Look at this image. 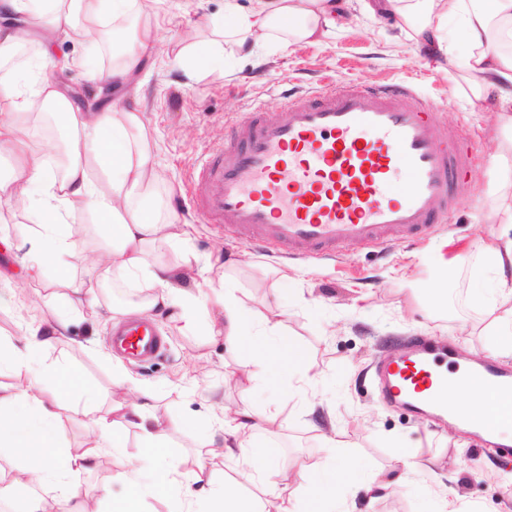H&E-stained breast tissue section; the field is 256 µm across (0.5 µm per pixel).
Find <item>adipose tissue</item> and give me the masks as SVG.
<instances>
[{"instance_id":"adipose-tissue-1","label":"adipose tissue","mask_w":512,"mask_h":512,"mask_svg":"<svg viewBox=\"0 0 512 512\" xmlns=\"http://www.w3.org/2000/svg\"><path fill=\"white\" fill-rule=\"evenodd\" d=\"M147 0H0V103L8 109L0 120V150L12 159L11 173L0 177V210L27 198L37 202L29 223L8 250L20 253L21 276L0 270V309L15 298L12 286L45 279L50 264L78 260L85 277L58 278L41 298L52 307L58 290L70 293L75 310H95L106 287L124 283L146 286L143 302L111 305L112 320L178 307L172 330L181 336H208L244 355L249 368L241 383L255 384L287 372L296 393L310 385L313 364L288 338L280 322L248 306L230 282H213L208 269H194L187 245L190 233L173 204L175 192L154 161V141L141 109L110 101L95 110L72 99L46 72L55 68L51 53L58 36L77 32L89 40L122 42L110 67L96 68L90 79L99 91L134 83L143 57L156 48L153 27L126 32L123 23L144 12ZM371 13L391 14L414 24L417 43L429 45L439 65L458 64L477 86L485 111L512 112V53L501 47L512 34V0H370ZM344 12V0H224V14L207 23L203 41L181 40L172 56L175 67L194 72H223L228 57L247 59L260 50L296 43H320ZM460 20L466 51L454 56L448 40L449 20ZM36 38L38 57L18 66L15 56ZM53 118L67 132L64 154L52 160L49 149L33 148L32 119ZM58 223H43V210ZM88 216L86 237L66 230L72 215ZM178 252L170 260L161 249ZM512 238L486 248L475 267V305L489 313L488 334L512 343ZM71 321L59 318L26 327L18 336H0V447L26 462L25 471L51 490L38 498L39 512H150L153 502H170L172 512H266L261 491L273 489L283 499L277 512H352L353 499L374 500L399 492L405 479L387 482L375 474L357 476L339 455V441L327 438L337 453L334 469L295 465L269 467L259 435L275 414L224 409L219 434L197 438L194 457L171 451L174 427L154 412L153 393L141 381L121 373L122 397L100 409L80 376L64 364L53 366L37 356L65 337ZM25 406L17 414V406ZM83 412L86 448L57 442L59 430L73 412ZM137 430L140 452L125 455L122 432ZM111 450L121 467L116 476L122 494L103 490L100 498L84 493L75 477L90 470L94 458ZM238 459L241 480L220 478L212 466L216 455ZM307 484L299 498L287 497L298 478ZM208 497L199 500L198 489Z\"/></svg>"}]
</instances>
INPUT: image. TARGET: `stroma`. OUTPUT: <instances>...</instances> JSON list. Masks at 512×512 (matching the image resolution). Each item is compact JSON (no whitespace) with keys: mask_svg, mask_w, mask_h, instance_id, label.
Wrapping results in <instances>:
<instances>
[{"mask_svg":"<svg viewBox=\"0 0 512 512\" xmlns=\"http://www.w3.org/2000/svg\"><path fill=\"white\" fill-rule=\"evenodd\" d=\"M176 3L159 0V44L143 59L140 89H127L120 100L146 112L156 138V160L177 189L175 204L191 226L199 261L213 260L214 276L231 277L241 297L262 314L272 318L291 308V315L282 316L283 326L310 355L315 387L301 401L292 397L284 379L268 389L237 384L231 376L245 371L241 358L227 352L223 343L171 333L163 314L155 321L166 347L151 362L113 352L104 309L77 320L66 339L44 351V359L71 366L110 397L116 392L112 365L121 363L151 387L158 415L181 423L173 447L180 455L194 454L197 434L216 430L220 405L259 414L275 410L279 416L268 424L264 438L272 459L279 462L328 463L329 454L312 429L316 423L335 424L336 438L349 458L383 478L404 472L397 447L415 450L430 461V472L411 477L402 492L378 498L370 512H428L430 494L440 490L470 503L474 512H512L511 458H501L457 424L385 404L377 380V370L393 348L414 335H431L460 358L491 359L512 368V351L491 341L486 334L489 319L470 299L473 265L486 247L499 245L505 230L494 201L505 168H512V157L503 163L496 153L499 142L512 134V117L483 111L462 77H449L447 70L427 62L411 29L399 28L392 16L367 12L363 0H350L347 18L323 43L270 51L258 66L246 59L229 61L225 76H199L172 67L167 58L174 38L187 33L205 36L206 21L223 13L224 0H196L188 14ZM55 53L84 59V66L55 69L54 78L68 93L94 99L97 88L88 71L108 65L110 50L71 36L58 41ZM387 77L411 81L436 106L441 120L433 136L461 121L474 132L482 161L471 172L447 223L419 240L393 243L385 252L354 243L330 256L299 258L258 252L238 233L202 223L193 213L185 194L188 180L223 142L225 127L242 113L257 106L279 112L280 93L288 88L312 91L324 81L375 83ZM439 253L450 271L447 302L436 306L420 286L433 279ZM285 266L300 270V279L278 283L276 271ZM61 274L59 267L49 266L46 282L22 288L12 306L0 310V329L15 332L64 314L65 303L47 310L39 302L47 281Z\"/></svg>","mask_w":512,"mask_h":512,"instance_id":"obj_1","label":"stroma"}]
</instances>
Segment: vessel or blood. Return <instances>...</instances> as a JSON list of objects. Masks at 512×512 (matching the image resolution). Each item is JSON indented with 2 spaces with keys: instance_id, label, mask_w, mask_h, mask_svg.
<instances>
[{
  "instance_id": "b4317fda",
  "label": "vessel or blood",
  "mask_w": 512,
  "mask_h": 512,
  "mask_svg": "<svg viewBox=\"0 0 512 512\" xmlns=\"http://www.w3.org/2000/svg\"><path fill=\"white\" fill-rule=\"evenodd\" d=\"M281 110L243 113L197 169L186 194L205 223L235 229L261 251L327 255L362 242L387 247L447 223L458 187L481 157L467 124L431 136L435 106L406 80L330 81L280 94ZM165 340L151 317L120 326L114 350L153 359ZM448 346L411 337L382 367L392 405L426 403L465 421L479 383L512 409V371L492 361L449 364ZM461 395L448 401L445 392Z\"/></svg>"
}]
</instances>
